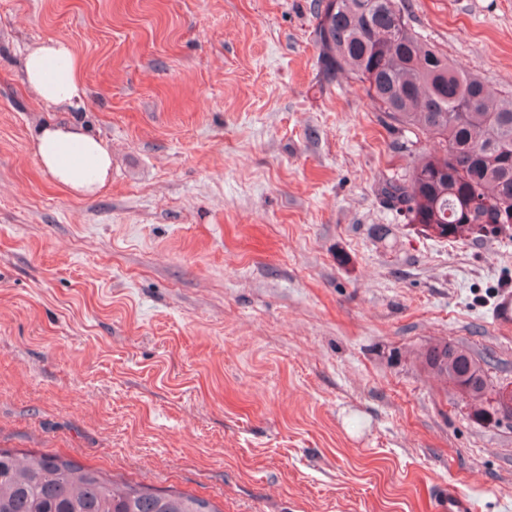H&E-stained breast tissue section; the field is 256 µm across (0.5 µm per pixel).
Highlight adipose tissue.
Instances as JSON below:
<instances>
[{
    "label": "adipose tissue",
    "instance_id": "1",
    "mask_svg": "<svg viewBox=\"0 0 512 512\" xmlns=\"http://www.w3.org/2000/svg\"><path fill=\"white\" fill-rule=\"evenodd\" d=\"M84 62L72 44L48 38L22 59L23 84L37 100L54 107H72L86 94ZM40 166L56 183L88 195L102 189L112 170L111 145L90 130L48 123L33 140Z\"/></svg>",
    "mask_w": 512,
    "mask_h": 512
}]
</instances>
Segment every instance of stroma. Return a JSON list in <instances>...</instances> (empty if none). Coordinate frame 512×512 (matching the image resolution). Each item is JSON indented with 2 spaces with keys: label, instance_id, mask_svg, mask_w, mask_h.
Wrapping results in <instances>:
<instances>
[{
  "label": "stroma",
  "instance_id": "35a3bbf8",
  "mask_svg": "<svg viewBox=\"0 0 512 512\" xmlns=\"http://www.w3.org/2000/svg\"><path fill=\"white\" fill-rule=\"evenodd\" d=\"M422 41L512 89V0H401ZM313 0H0V448L58 452L221 512H512V421L423 370L462 345L512 383V237L440 239L378 193L408 177L361 83L326 80ZM68 40L78 108L26 93ZM90 126L112 175L42 172ZM84 62L72 44L47 38L30 48L22 59L23 84L37 100L54 107H72L87 94ZM33 147L43 171L59 185L88 195L107 184L112 147L90 130L48 123L38 130ZM491 324L501 332L512 328V289L501 288L491 312Z\"/></svg>",
  "mask_w": 512,
  "mask_h": 512
}]
</instances>
